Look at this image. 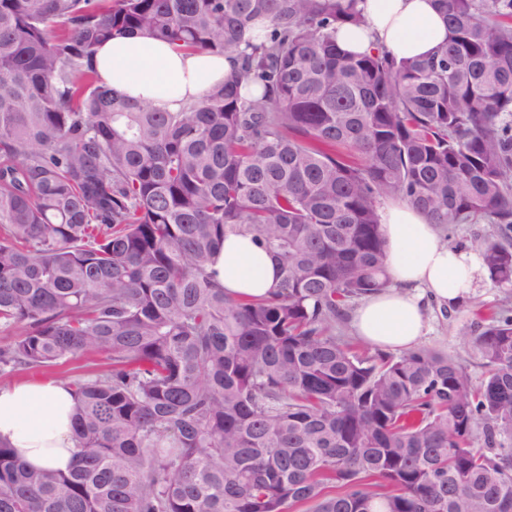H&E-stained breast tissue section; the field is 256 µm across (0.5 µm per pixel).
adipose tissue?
I'll return each instance as SVG.
<instances>
[{
    "mask_svg": "<svg viewBox=\"0 0 512 512\" xmlns=\"http://www.w3.org/2000/svg\"><path fill=\"white\" fill-rule=\"evenodd\" d=\"M364 25L336 32L348 53L377 49L415 59L434 50L446 24L433 0H363ZM96 69L102 83L124 97L145 100L175 112L199 101L233 69L221 55L188 52L134 33L116 37L99 51ZM381 231L391 284L363 299L353 313L356 335L384 352L415 348L426 335L425 298L452 305L489 286L478 252L451 246L437 225L407 204L387 199ZM213 267L227 293L269 294L279 282L276 262L250 239L230 235ZM77 402L67 382L31 377L0 387V442L31 468L69 471L75 463L73 418Z\"/></svg>",
    "mask_w": 512,
    "mask_h": 512,
    "instance_id": "obj_1",
    "label": "adipose tissue"
}]
</instances>
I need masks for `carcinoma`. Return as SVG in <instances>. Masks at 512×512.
<instances>
[{"mask_svg":"<svg viewBox=\"0 0 512 512\" xmlns=\"http://www.w3.org/2000/svg\"><path fill=\"white\" fill-rule=\"evenodd\" d=\"M427 58L353 55L359 0H0V372L88 353L77 461L0 443V512H512V310L457 359L333 334L390 285L378 202L473 244L512 287V0H435ZM233 74L159 112L99 79L130 33ZM249 236L280 270L231 296ZM213 268L230 294L265 297L279 282L276 262L249 238L228 235L216 253Z\"/></svg>","mask_w":512,"mask_h":512,"instance_id":"carcinoma-1","label":"carcinoma"}]
</instances>
